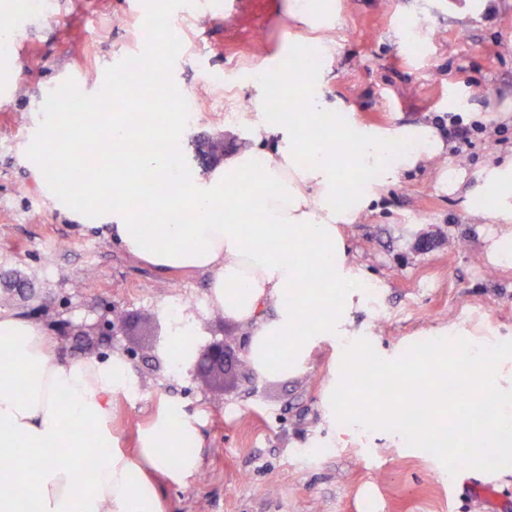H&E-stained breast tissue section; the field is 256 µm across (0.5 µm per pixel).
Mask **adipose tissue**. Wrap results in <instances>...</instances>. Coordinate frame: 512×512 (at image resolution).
Wrapping results in <instances>:
<instances>
[{
  "instance_id": "1",
  "label": "adipose tissue",
  "mask_w": 512,
  "mask_h": 512,
  "mask_svg": "<svg viewBox=\"0 0 512 512\" xmlns=\"http://www.w3.org/2000/svg\"><path fill=\"white\" fill-rule=\"evenodd\" d=\"M318 80L292 59L276 75L257 76L256 103L274 85L308 100L309 111L262 115L252 129L253 147L227 153L205 177L182 164L186 124L179 112L147 123L126 112H51L29 150L41 160L53 133L85 142L110 138L112 152L93 177L85 176L82 162L60 158L46 187L53 203L76 214L96 203L112 238L135 257L208 274L213 310L250 330L247 358L258 375L298 373L313 347L336 345L340 362L327 388L330 416L343 434L408 426L417 447L444 448L452 426L472 459L494 454L511 462L510 348L490 353L473 344L451 357L441 329L406 397L378 410L372 395L358 390L351 365L360 358L384 379L401 367L397 357L372 352L355 324L376 280L351 260L342 227L370 208L377 186L396 183L446 144L430 124L381 129L323 111ZM143 182L162 189L155 212L190 210L196 220L147 231L129 202L131 188ZM438 182L448 193L482 197L501 226L489 256L512 267V156H492L473 173L442 168ZM275 338L287 344L291 362L274 363ZM451 380L477 393L480 403L434 400L435 389ZM129 384L120 356L57 358L42 327L0 308V460L9 464L8 480H0V512H163L150 472L181 482L199 458L181 453L190 430L175 405L143 433L136 457L115 450L112 396ZM418 408L426 416L413 418ZM63 440L70 448L64 462L50 453Z\"/></svg>"
}]
</instances>
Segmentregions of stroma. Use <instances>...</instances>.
Returning a JSON list of instances; mask_svg holds the SVG:
<instances>
[{"label": "stroma", "mask_w": 512, "mask_h": 512, "mask_svg": "<svg viewBox=\"0 0 512 512\" xmlns=\"http://www.w3.org/2000/svg\"><path fill=\"white\" fill-rule=\"evenodd\" d=\"M132 0H35L0 10L9 32L0 50V275L19 270L35 298L15 310L40 324L58 356L121 355L132 383L112 399V435L134 454L141 431L170 404L193 426L201 466L185 483L153 481L167 512H512V474L489 454L456 460L438 448L411 452L380 435L341 437L326 416L324 386L337 357L316 348L295 375L216 386L176 369L153 337L171 340L176 313L194 316L198 345L221 340L245 354L247 326L210 307L207 275L161 271L128 254L103 229L56 209L30 164L33 119L69 74L89 97L112 93L113 69L151 46L181 99L195 105L181 142L183 164L209 173L202 144L223 135L226 150L250 147L256 119L251 81L284 63L286 44L317 51L327 111L366 125L429 123L448 133V103L462 97L484 113L482 130L448 155L419 163L345 231L357 262L380 281L358 324L377 348L417 354L428 330L462 323L478 343L512 345V269L488 257L500 226L479 197L443 192L447 164L472 171L512 151V0H331L328 27L306 26L289 0H236L211 10L197 0H154L168 26L144 37Z\"/></svg>", "instance_id": "obj_1"}]
</instances>
